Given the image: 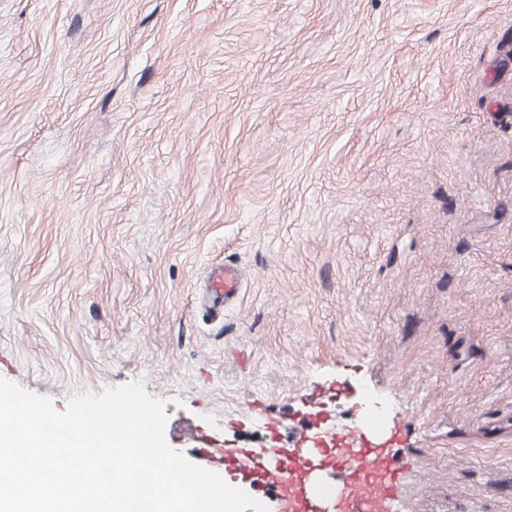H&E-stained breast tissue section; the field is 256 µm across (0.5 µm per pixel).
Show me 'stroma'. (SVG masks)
I'll use <instances>...</instances> for the list:
<instances>
[{
  "label": "stroma",
  "mask_w": 512,
  "mask_h": 512,
  "mask_svg": "<svg viewBox=\"0 0 512 512\" xmlns=\"http://www.w3.org/2000/svg\"><path fill=\"white\" fill-rule=\"evenodd\" d=\"M0 377L194 462L372 403L396 512H512V0H0ZM240 276L231 268L216 269L208 280L207 293L213 306L233 300L239 292Z\"/></svg>",
  "instance_id": "obj_1"
}]
</instances>
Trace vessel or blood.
<instances>
[{"mask_svg":"<svg viewBox=\"0 0 512 512\" xmlns=\"http://www.w3.org/2000/svg\"><path fill=\"white\" fill-rule=\"evenodd\" d=\"M239 288L237 271L217 269L207 293L218 306ZM198 449L259 496L275 497L278 512H392L397 497L395 453L366 425L336 429L314 408L285 426L275 447L222 448L203 436Z\"/></svg>","mask_w":512,"mask_h":512,"instance_id":"b4317fda","label":"vessel or blood"}]
</instances>
